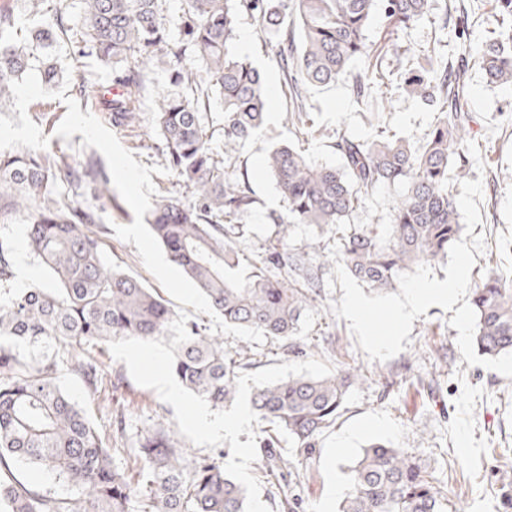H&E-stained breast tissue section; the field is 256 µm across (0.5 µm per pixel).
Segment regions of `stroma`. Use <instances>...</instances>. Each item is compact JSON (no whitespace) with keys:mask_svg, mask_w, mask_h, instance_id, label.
<instances>
[{"mask_svg":"<svg viewBox=\"0 0 512 512\" xmlns=\"http://www.w3.org/2000/svg\"><path fill=\"white\" fill-rule=\"evenodd\" d=\"M493 15L494 0H433L430 13L397 38L399 44L416 52L435 47L434 69L450 64L468 67L466 117L472 156L465 176L450 181L463 226L460 244L445 260L417 267L398 288L382 294L343 266L325 262L321 295L300 324L301 350L284 354L281 341L274 339L250 345L260 369L317 358L335 368L358 369L361 374L346 412L320 437L309 462L296 461L291 444L281 445L280 454L289 461L282 484L296 498L297 512H321L327 504L339 507L350 489L356 459L374 439L420 456L445 488L447 512H512L499 482L503 465L512 463V358L478 356L473 349V328L463 329L458 324L460 314H471L472 290L487 271L512 279V87L486 83L481 70L468 63L470 48L484 40ZM442 24L450 33L447 42L437 47L434 36ZM237 30L248 34L249 43L244 46L236 40L230 49L247 52L264 74L270 98L260 134L236 152L256 199L253 207L238 217L244 233L242 246L254 261L276 237L272 214L284 209L265 169V158L272 148L294 141L295 131L288 121L290 100L274 54V33L247 14L240 17ZM66 58L74 75L91 79L88 94L79 100L80 109L106 120L102 100L114 93L111 68L95 57L78 55L71 47ZM169 76L163 68L152 74L142 95L140 127L115 131L134 159L148 167L164 162V143L152 109L155 92L168 87ZM388 95V108L375 125L353 96L350 80L307 88L314 121L303 144L307 156L319 164H339L335 133L340 129L368 140L380 126L404 133L413 144L423 143L433 122L428 106L416 103L397 86L389 88ZM67 111L58 99H40L28 107L29 114L40 117L38 125L49 139V151L74 161L86 153L82 135L66 140L56 134ZM59 191L98 211L104 221L100 238L106 265L157 288L158 282L142 263L136 246L115 234V226L134 221L132 210L118 192L96 197L88 189L65 183ZM400 195V187H378L351 213L349 223H389ZM27 222L23 211L0 221V242L13 252H24L26 265L34 274L30 281L16 276L15 285H51L49 273L28 250ZM460 271L465 274L466 286L455 302H428L404 322H396L394 311L406 303L410 287L422 281L445 282ZM355 295L375 307L363 325L351 311ZM96 358L105 373L120 378L118 392L101 394L89 402L78 378L67 377L66 386L103 431L112 432L115 421L123 422V437L112 441V460L117 469L130 472L138 462L137 441L145 431L158 425L177 429L174 410L155 391L135 383L125 363L116 361L110 352L97 353ZM374 420L380 421V428L364 430V423Z\"/></svg>","mask_w":512,"mask_h":512,"instance_id":"1","label":"stroma"}]
</instances>
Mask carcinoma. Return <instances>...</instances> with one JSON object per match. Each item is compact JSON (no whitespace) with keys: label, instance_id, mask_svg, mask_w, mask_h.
<instances>
[{"label":"carcinoma","instance_id":"cac0c4a2","mask_svg":"<svg viewBox=\"0 0 512 512\" xmlns=\"http://www.w3.org/2000/svg\"><path fill=\"white\" fill-rule=\"evenodd\" d=\"M82 4L81 23L70 24L65 0H58L53 20L27 34L0 8V101L12 95L9 82L34 62L44 81L54 82L57 63L41 54L67 41L79 54L112 67L122 94L111 100L108 120L134 129L151 72L171 67L170 84L178 91L158 95L154 123L164 141V166L188 197L159 194L149 229L225 322L258 327L294 348L299 322L320 294V259L334 258L382 292L395 289L413 268L444 259L460 243L462 224L448 176L454 169L466 174L465 165L455 162L469 151L462 122L467 68H425L419 55L397 43L395 68L376 62L367 77H355L352 90L366 108L383 112L384 98L376 101L373 94L400 74L412 98L436 108L426 142L417 148L382 130L370 141L339 133V168L312 162L292 144L271 149L265 165L285 214L275 219L277 243L247 272L236 219L254 199L244 174L227 164L238 147L259 135L268 105L259 70L228 49L240 13L257 16L279 33L276 57L292 101L289 121L296 134L306 135V85L336 83L369 54L366 32L376 11L393 35L422 20L431 0H182L174 24L162 0ZM472 57L487 82L512 85V0H495V25ZM215 91L224 103L222 154L210 147L213 134L206 122ZM61 181L99 196L110 176L92 154L73 164L51 152L0 153V192L12 209L28 212V246L54 281L51 287L15 288L11 250L0 243V512H244V488L218 461L189 457L168 427L142 437L135 473L116 469L111 448L67 393L68 372L92 397L104 384L91 350L123 337L169 342L175 333L168 325L178 315L140 280L104 263L100 236L92 229L100 223L98 213L62 199ZM396 184L405 193L391 223H347L370 191ZM292 224H313L328 239L290 255ZM471 305L477 351L488 358L512 355V280L489 273L473 289ZM186 326L191 341L174 350L175 377L215 407L232 403L235 379L251 365L250 351L242 346L231 353L207 327L192 321ZM359 379L356 369L344 367L322 379L291 376L253 392L261 473L270 485L288 465L275 452L281 436L293 441L297 457L311 459ZM17 461L51 473L78 495L61 497L29 485L13 471ZM447 505L440 482L417 456L374 441L353 466L351 490L338 512H445Z\"/></svg>","mask_w":512,"mask_h":512}]
</instances>
